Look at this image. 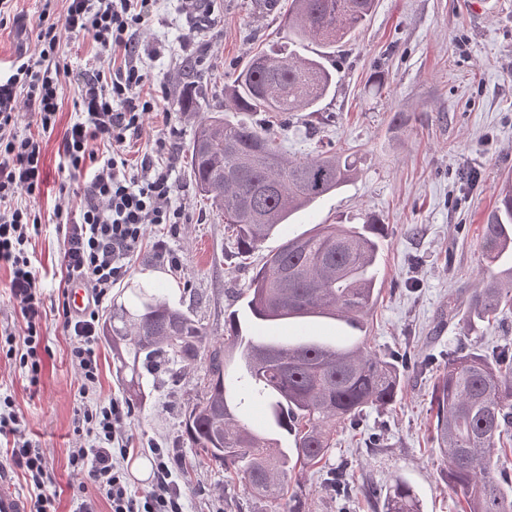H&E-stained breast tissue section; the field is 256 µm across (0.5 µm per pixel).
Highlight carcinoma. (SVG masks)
I'll list each match as a JSON object with an SVG mask.
<instances>
[{
  "label": "carcinoma",
  "instance_id": "1",
  "mask_svg": "<svg viewBox=\"0 0 512 512\" xmlns=\"http://www.w3.org/2000/svg\"><path fill=\"white\" fill-rule=\"evenodd\" d=\"M375 0H291L279 29L280 42L251 58L224 86V112L198 122L187 156L197 191L224 216L239 253L249 256L281 233L294 213L339 191L356 161L334 151L293 158L283 146L288 116L316 112L336 86L324 49L364 28ZM314 42L313 56L297 48ZM232 112H276L275 134L264 123L231 119ZM385 225L318 224L310 235L286 239L256 272L245 296L251 332L229 319L230 342L213 346L200 319L172 304L158 289L135 284L126 300L112 303L102 333L129 371V387L145 396L144 384L160 376L172 383L201 357L208 364L202 400L184 412V432L208 464L234 469L245 490L274 504L288 489V452L279 437H294L295 463L317 464L329 448L332 427L349 422L367 406L385 407L401 391L397 365L361 341L338 348L311 338L303 324L325 317L358 328L376 305L377 260ZM482 249L498 262L512 253V179L483 227ZM512 305V265L489 276L469 298L467 329L496 319ZM296 320L294 339L269 327ZM260 400L267 431L242 419ZM438 447L448 484L459 490L469 512H512V480L495 477L492 459L512 439V349L492 355L456 349L432 397ZM366 494L383 501L384 512H421L410 484L399 478L387 490Z\"/></svg>",
  "mask_w": 512,
  "mask_h": 512
}]
</instances>
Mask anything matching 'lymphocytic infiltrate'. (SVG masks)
<instances>
[{"instance_id": "1", "label": "lymphocytic infiltrate", "mask_w": 512, "mask_h": 512, "mask_svg": "<svg viewBox=\"0 0 512 512\" xmlns=\"http://www.w3.org/2000/svg\"><path fill=\"white\" fill-rule=\"evenodd\" d=\"M14 0H0V29H33L34 49L20 52L7 72L0 73V267L9 271V293L24 321L23 328L0 326V354L26 369L30 385L41 372V274L30 250L41 230L34 203L45 184L39 135H52L67 83L80 88L76 118L64 131L59 146L70 175H87L80 195L60 191L53 215L63 234L59 273L62 281L83 278L93 303L72 313L60 299L57 314L69 339L70 362L81 381L83 400L75 412L73 433L79 441L69 462L81 474L77 512H98L106 501L110 512H186L183 493L161 446L147 490L133 494L124 467L129 457V403L115 397L96 398L99 358L96 350L99 308L113 285L131 269L149 225L176 227L185 223L174 204L177 188L172 163L165 157L170 143L157 138L136 166L124 156L128 138L139 132L162 101L150 88L141 65L139 30L148 24L156 0H43L35 26L16 12ZM89 38L100 54L112 61L110 70L74 73L60 61V29ZM26 103L37 134L19 128V103ZM106 145L98 153L97 145ZM0 440L13 465L31 486L32 512H52L57 492L47 472L44 453L27 437L11 394L0 392Z\"/></svg>"}]
</instances>
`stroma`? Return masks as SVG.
Returning a JSON list of instances; mask_svg holds the SVG:
<instances>
[{"mask_svg":"<svg viewBox=\"0 0 512 512\" xmlns=\"http://www.w3.org/2000/svg\"><path fill=\"white\" fill-rule=\"evenodd\" d=\"M289 2L279 0L274 13L264 14L255 0H211V24L203 27L182 0H157L153 20L139 34L142 65L165 90L171 117L150 118L127 146V157L137 161L168 127L176 128L170 139L179 186L175 203L187 222L173 235L148 226L130 275L113 286L110 298L150 280L171 303L196 310L215 342L228 341L227 320L241 311L256 270L282 238L269 237L251 256L238 254L223 217L202 201L183 161L197 120L183 114L181 101L193 92L204 111L220 110L228 72L276 38ZM331 60L335 90L318 111L294 113L284 146L297 157L331 146L355 155L359 174L295 214L287 231L296 236L317 224L370 218L385 224L387 235L377 265L380 296L363 328L314 318L308 330L340 346L364 340L377 354L394 356L402 389L393 405L366 408L357 426L337 425L324 467L289 471L291 505L297 512H382L364 486L387 487L401 477L422 512H462L465 501L449 486L433 440L431 396L449 350L488 353L512 342V309L494 326L476 332L464 327L467 300L495 270L481 248L482 226L512 174V0H376L370 22L336 47ZM77 96L76 85L67 86L59 130L41 140L47 180L34 249L48 316L38 386L0 359V385L11 391L30 438L46 455L59 492L57 512H75L80 482L69 464L80 380L62 325L51 314L62 248L51 219L54 197L62 187L75 193L83 188L82 179L61 171L58 154L60 131L75 117ZM160 239L178 257V267L157 258ZM205 370V360H198L179 385L161 381L145 401H131L130 462L150 459V445L162 444L178 464L188 512H224L228 502L238 512H274V504L227 481L223 467L197 466L194 450L182 442L183 414L198 401ZM339 467L353 487L347 498L327 489L330 471Z\"/></svg>","mask_w":512,"mask_h":512,"instance_id":"35a3bbf8","label":"stroma"}]
</instances>
